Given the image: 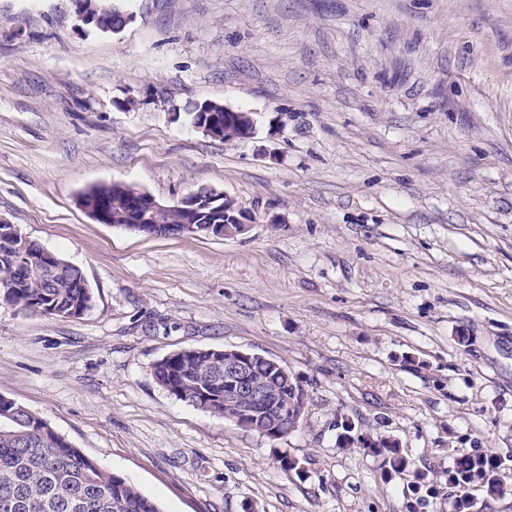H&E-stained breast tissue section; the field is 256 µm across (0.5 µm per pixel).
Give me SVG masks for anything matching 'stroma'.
Listing matches in <instances>:
<instances>
[{
	"label": "stroma",
	"instance_id": "stroma-1",
	"mask_svg": "<svg viewBox=\"0 0 512 512\" xmlns=\"http://www.w3.org/2000/svg\"><path fill=\"white\" fill-rule=\"evenodd\" d=\"M0 0V217L78 267L92 309L0 301V396L162 512H454V461L506 460L512 512V0ZM251 113L220 142L192 103ZM211 189L239 237L92 220L93 184ZM239 349L307 392L272 440L176 399L151 369ZM399 444L410 465L347 446ZM304 474L285 469L281 453ZM86 6L89 10L96 15L97 18V28L101 31H112L113 33L118 30H112L114 27H117L122 24V15L119 12L118 7H112L111 0H104V8L112 9V12L109 11H101L99 6L101 2L99 0H85ZM210 104L214 108L216 112H221L219 115V126L217 128L216 134L214 139L219 141H230V140H238L236 138H231L229 136L224 137V128H225V122H224V112H234L235 114V124L237 126L236 133L238 134L236 137L239 139H248L250 138L254 132H255V126H254V120L251 117V115L247 112H239L233 109H230L226 106H224L221 103L210 101ZM241 114L243 117L238 118L237 115Z\"/></svg>",
	"mask_w": 512,
	"mask_h": 512
}]
</instances>
